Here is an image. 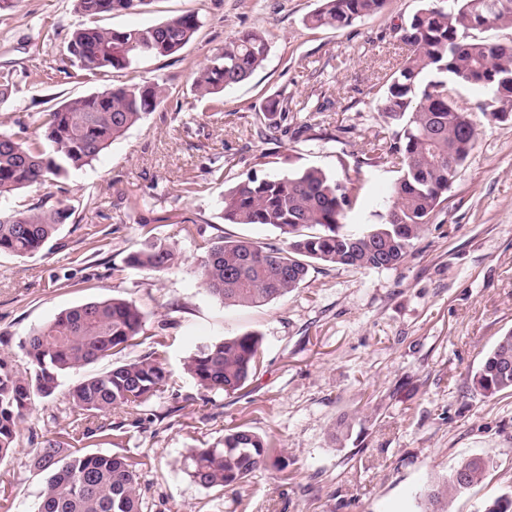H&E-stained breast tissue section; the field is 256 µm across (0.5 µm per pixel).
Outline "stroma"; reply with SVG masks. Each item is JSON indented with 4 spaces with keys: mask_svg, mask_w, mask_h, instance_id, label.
Here are the masks:
<instances>
[{
    "mask_svg": "<svg viewBox=\"0 0 512 512\" xmlns=\"http://www.w3.org/2000/svg\"><path fill=\"white\" fill-rule=\"evenodd\" d=\"M318 5L151 0L99 24L127 29L195 13L204 25L176 54L96 74L79 70L66 50L81 21L74 0H13L0 10V74L13 83L0 103L1 130L37 137L42 112L125 82L155 81L167 91L155 112L90 165L10 196L9 205L24 208L61 201L72 216L40 253L0 255V356L16 365L25 363L20 344L28 331L63 309L119 297L144 313L145 341L127 354L166 352L178 384L140 410H113L125 438L99 450L148 457L140 479L148 512H413L425 482L474 454L489 469L455 498L453 512H480L487 499L512 490V392L487 397L470 379L512 330V121L482 115L481 87L455 85L476 123V147L398 268L320 265L298 289L261 307L223 305L199 284L184 225L207 239L280 241L267 226L224 223V190L236 177L309 167L337 175L389 133L371 88L402 62L394 30L420 0H387L382 12L343 29L305 26ZM246 30L266 33L264 66L218 98L200 97L196 72ZM280 97L305 108L263 135L259 116ZM269 152L277 163L266 162ZM398 177L383 160L367 167L348 223H380ZM149 236L175 245L180 265L114 278L113 267ZM250 331L263 338L262 365L243 389L206 394L184 375L182 363L200 340ZM81 377H62L0 462L11 512H36L46 475L31 461L69 422L68 390ZM242 423L283 448L291 479L267 467L232 490L193 482L190 450Z\"/></svg>",
    "mask_w": 512,
    "mask_h": 512,
    "instance_id": "1",
    "label": "stroma"
}]
</instances>
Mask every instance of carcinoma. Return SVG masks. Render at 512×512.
<instances>
[{
  "label": "carcinoma",
  "mask_w": 512,
  "mask_h": 512,
  "mask_svg": "<svg viewBox=\"0 0 512 512\" xmlns=\"http://www.w3.org/2000/svg\"><path fill=\"white\" fill-rule=\"evenodd\" d=\"M150 0H76L90 23L75 29L67 50L94 70H126L139 60L166 57L188 44L202 27L194 13L160 24L124 30L105 28L96 19L148 5ZM452 11L438 0H423L402 26L399 40L406 56L380 87L378 110L400 127L372 144L370 152L399 169L394 199L379 224L353 230L345 221L364 183L359 160L343 166L340 176L318 167L288 175H247L224 190L226 224H260L279 232L282 245L224 237H196L184 227L196 250L201 287L225 306L259 307L280 299L305 282L313 264L354 269H395L410 255L427 229L431 214L447 199L448 189L476 143L470 113L448 93V78L486 90L481 112L491 122L512 120V40L489 41L472 35L491 27L512 29V0H454ZM386 0H321L306 17L312 28L342 29L381 12ZM264 33L240 32L224 43L194 80L202 96L248 80L267 60ZM165 97L157 82L122 85L109 92L67 100L42 116L43 135L29 140L0 133V199L41 186L95 160L112 142L156 111ZM291 110L288 99H271L263 118L268 130L279 127ZM71 217L62 203L44 208L0 207V254L30 257L44 248ZM180 262L175 246L148 239L128 256L126 267L165 272ZM144 314L120 298L90 301L67 308L32 329L21 343L27 359L19 368L0 358V461L17 447L20 425L36 402L52 396L61 375L109 360L136 345ZM262 337L247 332L209 339L183 362V371L206 393H234L261 363ZM173 374L156 351L118 362L84 377L68 391L71 418L43 441L34 467L49 473L37 512H144L139 480L148 461L142 456L88 453L96 440L117 444L123 425L91 422L121 407L139 408L167 387ZM486 396L512 392V331L500 336L471 379ZM188 474L205 489L242 484L255 470L270 465L286 481L288 458L268 439L239 425L208 448H194ZM486 461L462 459L447 475L420 490L418 512H451L455 495L480 484ZM481 512H512V493L486 501Z\"/></svg>",
  "instance_id": "carcinoma-1"
}]
</instances>
